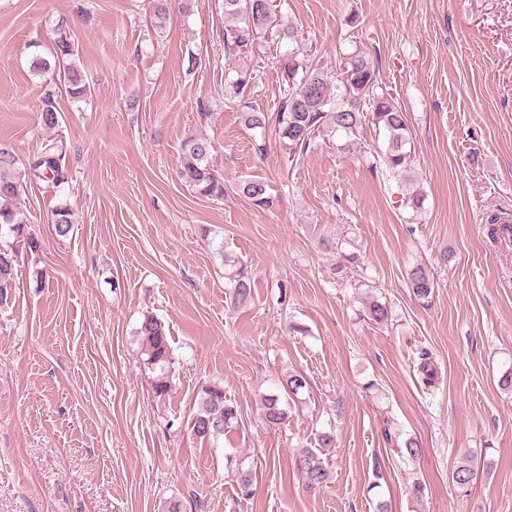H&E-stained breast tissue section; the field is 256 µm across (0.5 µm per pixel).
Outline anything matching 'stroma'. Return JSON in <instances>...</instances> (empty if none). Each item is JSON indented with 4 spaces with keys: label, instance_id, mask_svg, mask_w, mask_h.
Segmentation results:
<instances>
[{
    "label": "stroma",
    "instance_id": "35a3bbf8",
    "mask_svg": "<svg viewBox=\"0 0 512 512\" xmlns=\"http://www.w3.org/2000/svg\"><path fill=\"white\" fill-rule=\"evenodd\" d=\"M275 3L296 42L270 36L229 57L223 0L171 5L161 30L151 0H0V148L25 160L58 137L71 170L16 202L38 251L0 231L21 272L0 307V512H512V245L488 223L512 210V0ZM61 21L91 84L80 102L29 70ZM292 49L331 77L346 54L367 55L406 115L407 176L386 170L369 120L293 152L274 124L245 128L228 103L236 70L252 76L247 103L276 115L274 58ZM49 91L53 130L39 122ZM194 137L212 142L226 183L263 177L278 204L195 195L177 176ZM409 182L421 213L399 204ZM62 203L73 224L58 237ZM223 247L252 277L246 306L230 303ZM416 264L434 279L431 303L407 285ZM370 295L386 322L367 318ZM149 314L175 357L163 399L136 334ZM292 371L309 389L269 427L261 398ZM209 383L238 411L216 440L189 427ZM389 420L419 456L386 442ZM304 448L329 472L314 492L294 467ZM229 454L252 471L253 496ZM466 455L477 477L461 489L451 475Z\"/></svg>",
    "mask_w": 512,
    "mask_h": 512
}]
</instances>
